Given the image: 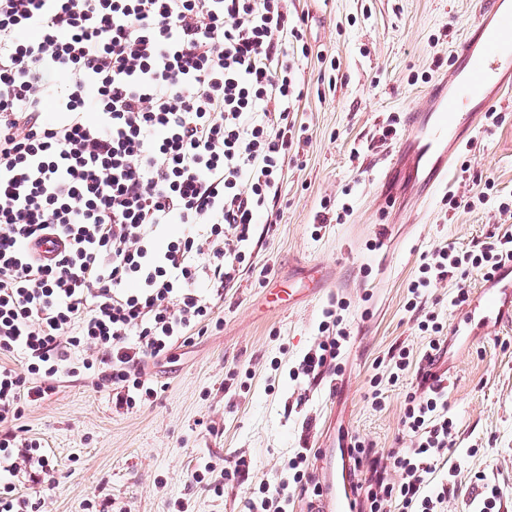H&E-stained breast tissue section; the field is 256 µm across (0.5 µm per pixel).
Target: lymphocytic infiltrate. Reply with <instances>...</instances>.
Listing matches in <instances>:
<instances>
[{
    "mask_svg": "<svg viewBox=\"0 0 512 512\" xmlns=\"http://www.w3.org/2000/svg\"><path fill=\"white\" fill-rule=\"evenodd\" d=\"M304 23L288 0H0V512H29L15 479L54 483L41 441L16 427L25 406L64 375H95L120 407L157 397L145 364L207 332L250 265L258 216L279 219L303 97L288 48ZM50 236L62 250L37 258ZM510 261L511 233L437 247L408 305ZM447 400L433 375L406 396L410 447L349 444L368 470L357 512H439L452 487L424 488L455 445ZM306 462L289 460L262 512H287Z\"/></svg>",
    "mask_w": 512,
    "mask_h": 512,
    "instance_id": "1",
    "label": "lymphocytic infiltrate"
}]
</instances>
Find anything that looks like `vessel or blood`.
I'll return each instance as SVG.
<instances>
[{"mask_svg": "<svg viewBox=\"0 0 512 512\" xmlns=\"http://www.w3.org/2000/svg\"><path fill=\"white\" fill-rule=\"evenodd\" d=\"M453 56L439 93L426 96L424 110L407 114V126L416 134L413 143L400 139L390 149L394 161H407L411 169L431 168L434 182L440 184L450 173V132L472 128L481 116L471 101L512 89V0H481L477 21L456 44ZM478 295L483 321L512 327L507 311L512 304V264L502 270L497 287L481 289ZM311 512H353L351 500L337 491L335 477H328Z\"/></svg>", "mask_w": 512, "mask_h": 512, "instance_id": "obj_1", "label": "vessel or blood"}]
</instances>
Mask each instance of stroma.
I'll list each match as a JSON object with an SVG mask.
<instances>
[{"label":"stroma","instance_id":"obj_1","mask_svg":"<svg viewBox=\"0 0 512 512\" xmlns=\"http://www.w3.org/2000/svg\"><path fill=\"white\" fill-rule=\"evenodd\" d=\"M290 8L307 15L313 53L300 65L302 134L284 169L280 218L258 224L251 268L214 310L219 328L146 364L147 377L163 387L156 399L119 408L94 377L65 376L26 408L25 435L42 439L56 463L48 512H88L99 492L114 512H175L178 502L187 512H248L298 453L319 475L316 452L336 447L338 436L384 454L411 444L400 416L425 365L421 314L435 311L454 331L465 310L449 297L459 287L477 292L484 281L477 271L444 281L414 311L407 286L436 247L473 250L512 232V217L498 213L512 201V100L495 103L496 125L483 121L462 134L443 191L430 192L405 167L385 181L380 128L434 90L479 0H292ZM322 53L335 60L336 87L322 79ZM451 196L474 206L448 209ZM327 212L341 221L323 223ZM384 238L389 248H381ZM339 301L349 340L334 370L300 375L324 310ZM401 346L412 364L398 384H383L382 403L372 406L369 379ZM436 371L447 376L455 426L456 445L438 470L456 473L445 512H466L479 474L498 488L500 512H512V328L472 320ZM241 453L250 470L230 477Z\"/></svg>","mask_w":512,"mask_h":512}]
</instances>
